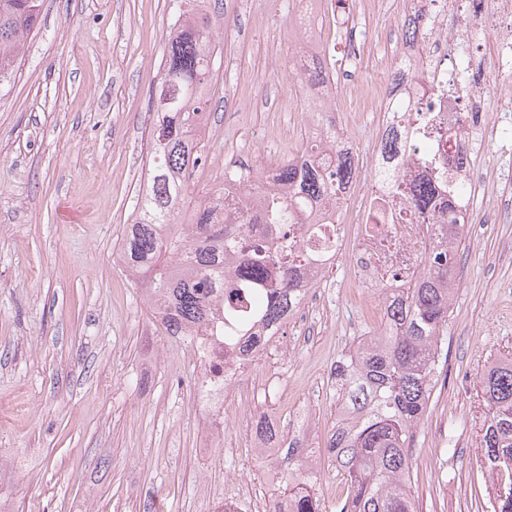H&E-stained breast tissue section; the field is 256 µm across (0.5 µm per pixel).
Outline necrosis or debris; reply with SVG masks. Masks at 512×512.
I'll return each mask as SVG.
<instances>
[{
    "mask_svg": "<svg viewBox=\"0 0 512 512\" xmlns=\"http://www.w3.org/2000/svg\"><path fill=\"white\" fill-rule=\"evenodd\" d=\"M405 17L414 34L388 65L373 98L358 99L355 109L375 113L378 137L374 143L375 163L385 158V139L403 134L407 110L437 118L442 136L422 139L428 156H447L448 173L453 181L448 202L454 208L457 223L471 221L469 198L458 193V186L474 180L470 151L462 150L461 139H474L484 123L479 100L490 91L479 84V67L467 50V36L479 24L496 25V76L512 77V0H405ZM312 11L322 16L327 36L336 35V13L330 0H314ZM468 11L461 27L462 38L448 40V17ZM327 36H315L299 47L308 58L323 61L324 78L307 88L303 109L328 112L335 104L336 59L326 42ZM350 196L337 203L319 202L310 214L312 225L336 228L341 239H354L351 278L357 283L385 282L400 287L412 274L417 252L435 237V228L427 217L394 220L384 232H374L368 211L350 205ZM191 360L205 382L199 393V406L209 419L206 436H213L224 424V389L245 388L251 368L259 357L258 349L243 351L225 347L220 336H210L199 328H190L184 338Z\"/></svg>",
    "mask_w": 512,
    "mask_h": 512,
    "instance_id": "necrosis-or-debris-1",
    "label": "necrosis or debris"
}]
</instances>
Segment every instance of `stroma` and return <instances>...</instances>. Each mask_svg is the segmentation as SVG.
<instances>
[{
    "label": "stroma",
    "mask_w": 512,
    "mask_h": 512,
    "mask_svg": "<svg viewBox=\"0 0 512 512\" xmlns=\"http://www.w3.org/2000/svg\"><path fill=\"white\" fill-rule=\"evenodd\" d=\"M179 0H45L10 86L0 89V500L10 512H224L245 469L256 413L288 420L304 405L324 444L336 417L328 360L373 330L345 288L339 257L315 290L314 332L289 328L224 399L210 451L184 342L160 335L141 288L115 259L145 176L151 95ZM220 53L198 187L251 150L281 160L313 118L294 111L290 64L297 0H202ZM345 23L368 39L360 80L374 91L403 36L402 0L381 11L346 0ZM469 189L461 285L448 320L445 379L414 450L416 512H478L479 377L512 354V221L487 222L512 199V127L489 123ZM456 450L445 460L446 446Z\"/></svg>",
    "instance_id": "1"
}]
</instances>
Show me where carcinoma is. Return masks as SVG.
Segmentation results:
<instances>
[{
    "label": "carcinoma",
    "instance_id": "obj_1",
    "mask_svg": "<svg viewBox=\"0 0 512 512\" xmlns=\"http://www.w3.org/2000/svg\"><path fill=\"white\" fill-rule=\"evenodd\" d=\"M43 0H0V85L8 81L25 41L41 23ZM208 14L181 11L170 27L154 97L151 164L125 225L118 260L141 285L148 301L163 306L157 317L166 336L185 329L215 327L214 336L244 347L262 338L250 335L252 321L279 330L287 311L304 295L297 271H326V255L336 251V233L317 231L312 246L297 243L312 203L333 201L354 178L351 155L336 153L332 168L303 160L323 144L304 141L276 164L279 181L292 193H271L241 170L224 168V180L199 195L183 211L194 177L205 162L208 104L217 53ZM375 174L396 193L409 184L410 205L438 212L439 237L419 260L418 274L401 288L377 283L387 322L360 336L333 361L330 388L336 423L326 443L328 459L345 492L328 508L315 492L309 457L300 452L305 436L290 434L269 415H257L254 438L275 441L288 453L281 477L287 512H415L412 498L418 430L442 376L448 318L459 291V246L464 225L452 220L447 176L407 182L395 166ZM259 224L256 241L246 235ZM486 412L481 426L480 466L495 470L498 492L492 512H512V358L489 367L481 377Z\"/></svg>",
    "mask_w": 512,
    "mask_h": 512
}]
</instances>
